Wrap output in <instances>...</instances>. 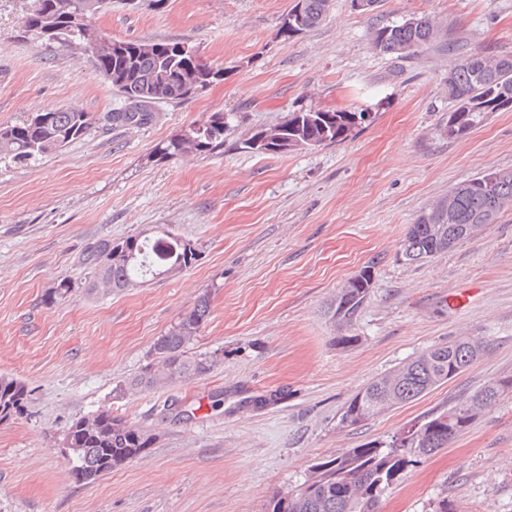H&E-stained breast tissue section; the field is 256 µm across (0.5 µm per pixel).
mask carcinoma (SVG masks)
Returning <instances> with one entry per match:
<instances>
[{"mask_svg":"<svg viewBox=\"0 0 512 512\" xmlns=\"http://www.w3.org/2000/svg\"><path fill=\"white\" fill-rule=\"evenodd\" d=\"M301 19L279 35L286 40L315 27L326 16L329 0H300ZM70 0H36L25 20L26 32L50 44L73 47L83 42L82 31L71 27ZM447 36L434 19L411 16L401 22L372 27L373 49L396 59H408L419 50ZM119 54L104 44L83 48L95 74H106L124 99V107L108 115L112 128H144L158 119L155 106L181 102L205 89L219 72L194 55L169 53V42H126ZM448 138L462 139L482 125L492 112L512 109V56L465 54L448 68ZM366 111L299 110L281 123L253 133L244 147L260 154H279L347 140L365 122ZM96 118L75 108L37 112L22 122L0 126V160L24 163L59 151L88 135ZM227 117L213 112L205 119L156 144L146 162L178 156L202 155L224 149ZM512 205V169L484 171L456 184L448 197L422 211L409 225L401 243L402 258L424 263L475 236L494 224ZM196 249L167 230L151 240L130 237L123 241L101 239L88 247L80 263L91 270L89 288L122 292L137 284L147 272L183 270L198 260ZM372 266H366L336 294L328 314L337 325L351 328L372 288ZM210 314V292L204 291L177 323L157 337L151 360L140 373L119 387L126 393L165 387L210 371L217 357L189 354V345ZM480 353L479 343L460 339L432 347L395 371L362 388L341 415L345 427L357 426L387 408L412 402L465 371ZM512 393V376L484 384L475 393L458 399L447 410L382 443L345 448L311 466L301 489L287 497L273 495L267 512H378L385 491L420 460L447 447L502 396ZM29 390L25 383L0 376V423L25 414ZM155 436L112 416L107 411L74 419L66 430L64 445L75 455L72 472L76 481L92 483L112 469L148 453Z\"/></svg>","mask_w":512,"mask_h":512,"instance_id":"carcinoma-1","label":"carcinoma"}]
</instances>
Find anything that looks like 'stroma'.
Returning <instances> with one entry per match:
<instances>
[{
	"mask_svg": "<svg viewBox=\"0 0 512 512\" xmlns=\"http://www.w3.org/2000/svg\"><path fill=\"white\" fill-rule=\"evenodd\" d=\"M34 0H0V124L78 108L116 111L122 97L79 51L24 34ZM296 0H123L98 16L113 39L185 41L223 80L159 107L142 129L96 125L24 165L0 160V376L24 382L26 413L0 423V512H265L311 465L382 442L485 383L512 376V209L422 264L400 257L420 211L488 169H512V111L466 138L447 137L448 66L458 54L512 55V0H381L374 13L331 0L326 18L278 37ZM430 15L440 48L407 60L373 50L375 20ZM301 109L367 110L345 142L260 155L251 132ZM227 112L223 151L146 162L160 141ZM163 227L191 242L190 268L120 293L91 292L79 255L97 240ZM373 286L352 331L332 342L326 310L365 266ZM69 282L67 298L47 292ZM207 322L191 354L216 366L161 389L120 394L151 347L199 294ZM460 336L483 343L464 372L424 397L343 427L368 383ZM274 394L256 408L242 398ZM107 411L155 433L149 453L76 483L62 440L70 422ZM512 512V394L409 468L380 512Z\"/></svg>",
	"mask_w": 512,
	"mask_h": 512,
	"instance_id": "stroma-1",
	"label": "stroma"
}]
</instances>
